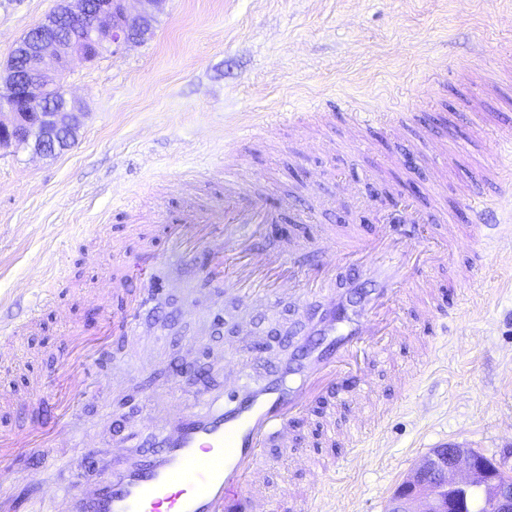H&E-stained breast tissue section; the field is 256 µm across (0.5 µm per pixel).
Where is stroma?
<instances>
[{
    "label": "stroma",
    "instance_id": "35a3bbf8",
    "mask_svg": "<svg viewBox=\"0 0 512 512\" xmlns=\"http://www.w3.org/2000/svg\"><path fill=\"white\" fill-rule=\"evenodd\" d=\"M58 2L0 0V67ZM511 55L512 0H166L146 42L92 64L73 60L64 86L85 109L76 143L52 157L0 148V305L21 323L44 273L64 269L75 284L60 290L37 327L17 339L21 368L0 372V425L21 428L50 417L29 382L55 377L68 354L60 336L65 324L94 338L111 320V308L81 293L104 276L88 253L108 256L115 238L133 251L141 246L127 200L147 208L154 191L166 189L159 220L149 228L163 249V225L183 205L179 179L195 175L208 196L220 198L225 148L257 171L249 194L271 206L294 196L314 209L308 224L282 219L262 242L269 251L313 237L324 224L369 235L392 202L427 210L426 194L436 183L457 224H465L477 170L512 169V157L492 149L498 130L512 121V81L495 73L498 60ZM329 98L392 113L399 125L370 124L368 146L356 152L343 119L334 118L321 133L336 152L305 148L289 115L317 119ZM246 122L272 123V133L236 137ZM426 125L445 135L446 164L418 156ZM408 158L415 166H405ZM340 179L355 186L354 197L337 195ZM469 274L477 285L449 292L455 322L435 352L420 357L402 347L368 366L377 406L396 401L400 408L363 442L355 461L334 468L339 449H323L333 469L314 488L274 448L269 477L276 487L307 497L308 512H386L397 487L433 449L460 445L495 459L512 451V240L487 249L463 242L437 277L453 283ZM155 276L167 286L157 308L163 339L155 347L156 369L130 365L120 396L105 382L78 410L99 452L111 448L119 426L146 422L149 387L164 393L178 381L182 401H191L194 384L178 376L186 361L203 367L208 387L223 388L224 370L213 359L236 345L242 324L267 345L264 359L252 364L257 374L274 369L302 328V310L291 298L246 313L232 289L214 307L218 320L186 321L180 312L192 291L172 282L191 280L192 272L177 275L162 264ZM414 370L419 382L396 392L394 381ZM73 454L55 448L32 458L47 480L41 497L20 469L12 492L26 512H57L53 496L74 483L67 468Z\"/></svg>",
    "mask_w": 512,
    "mask_h": 512
}]
</instances>
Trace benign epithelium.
I'll list each match as a JSON object with an SVG mask.
<instances>
[{
    "instance_id": "benign-epithelium-1",
    "label": "benign epithelium",
    "mask_w": 512,
    "mask_h": 512,
    "mask_svg": "<svg viewBox=\"0 0 512 512\" xmlns=\"http://www.w3.org/2000/svg\"><path fill=\"white\" fill-rule=\"evenodd\" d=\"M60 0L17 44L0 72V96L12 115L0 121V146H26L51 156L79 130L83 108L64 85L70 60L91 63L152 35L154 13L165 0ZM60 90L58 106L46 97ZM512 512V478L507 459L496 461L464 448H435L424 457L390 501L387 512Z\"/></svg>"
}]
</instances>
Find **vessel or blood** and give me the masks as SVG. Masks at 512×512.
Here are the masks:
<instances>
[{"label": "vessel or blood", "mask_w": 512, "mask_h": 512, "mask_svg": "<svg viewBox=\"0 0 512 512\" xmlns=\"http://www.w3.org/2000/svg\"><path fill=\"white\" fill-rule=\"evenodd\" d=\"M246 177L236 162H227L223 202L188 196L178 220L167 228L165 252L143 246L136 263L195 264L204 281L235 286L248 310L292 296L305 315L302 333L262 380H253L232 358L225 363L223 390L198 393L189 405L177 407L151 393L150 432L134 427L114 439L111 455L118 468L104 480L64 494L63 512H274L279 494L267 479L269 449H278L292 467L320 480L324 472L316 467L310 445L298 437V422L311 411H322L330 440L356 456L367 425L375 419L368 411L370 394L364 372L355 367L357 359L377 360L407 338L414 349L432 350L438 336L450 331L454 317L440 304L434 271L456 244L455 222H448L447 233L437 240L422 241L424 217L407 202L399 220L384 221L368 238L342 237L334 228H324L312 246L316 261L300 269L295 255L301 244L276 252L259 246L267 225L279 223L282 212L246 196ZM492 179L504 182L508 176L498 169L479 172L467 202L469 234L485 248L503 235L512 236V209L501 211L499 201L481 189ZM353 258L359 275L374 283L364 303L351 311L343 294L334 293L317 306L308 305L309 289L336 263ZM106 275L111 291L134 283L143 294L154 289L153 281H134L127 267H108ZM69 285L65 271L46 276L39 306H47L57 288ZM142 307L141 296L131 297L109 323L113 334L135 343L153 335ZM20 332V326L0 318V368L5 371L16 366L13 341ZM101 362L95 353L78 365L63 362L53 384L35 380L34 391L51 389L59 411L49 425L0 433V512L16 510L8 491L17 479L19 457L55 447L63 438L70 447H80L71 413L90 395L89 375Z\"/></svg>", "instance_id": "b4317fda"}]
</instances>
